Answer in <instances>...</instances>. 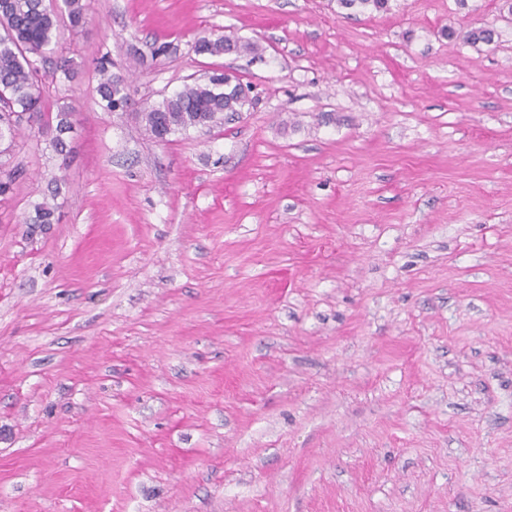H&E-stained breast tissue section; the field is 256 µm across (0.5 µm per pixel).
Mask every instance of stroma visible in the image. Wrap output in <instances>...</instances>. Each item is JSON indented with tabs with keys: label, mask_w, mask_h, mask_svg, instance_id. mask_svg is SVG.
Returning <instances> with one entry per match:
<instances>
[{
	"label": "stroma",
	"mask_w": 512,
	"mask_h": 512,
	"mask_svg": "<svg viewBox=\"0 0 512 512\" xmlns=\"http://www.w3.org/2000/svg\"><path fill=\"white\" fill-rule=\"evenodd\" d=\"M83 2L71 153L0 156V512H512L505 0ZM224 35L260 51L190 49ZM216 68L249 111L143 135ZM99 70L102 74L98 86L101 106L105 111L114 112L127 104L128 94L126 90V78L121 75L111 74L108 71L109 62L105 57L100 59ZM61 193L60 186L52 191V203L43 201L33 205L32 209L26 214L24 224H30L34 228L46 226L45 224H55L58 222L57 211L59 206L54 203V199Z\"/></svg>",
	"instance_id": "1"
}]
</instances>
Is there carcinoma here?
I'll return each mask as SVG.
<instances>
[{"label":"carcinoma","instance_id":"obj_1","mask_svg":"<svg viewBox=\"0 0 512 512\" xmlns=\"http://www.w3.org/2000/svg\"><path fill=\"white\" fill-rule=\"evenodd\" d=\"M344 9L385 11L389 0H337ZM71 29L76 30L85 23V8L82 0H62ZM59 14L44 3V0H0V141L14 139L23 121L21 114L41 122L42 130L50 136V143L58 154L70 152L65 135L72 130V113L61 107L55 117L43 121L45 116L43 95L38 85V70L32 61L47 60L46 53L56 38ZM496 31L492 28H475L465 33L464 39L471 43L490 44ZM195 52L208 56H221L228 47L237 55L253 54L257 47L238 38L210 39L200 37L194 41ZM99 70L102 74L98 86L101 106L114 112L127 104L126 78L111 74L108 61L101 58ZM248 95L238 78L228 85L213 77L200 83L184 85L176 94L151 104L137 113L143 133L157 141L190 128H209L224 121V116H233L245 110ZM58 205L43 201L33 205L26 214L24 223L35 228L58 222Z\"/></svg>","mask_w":512,"mask_h":512}]
</instances>
